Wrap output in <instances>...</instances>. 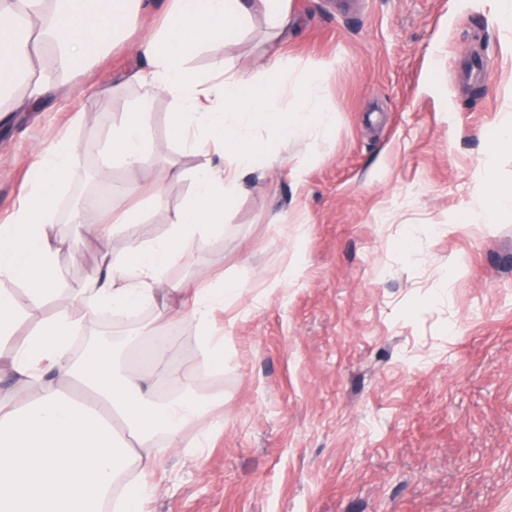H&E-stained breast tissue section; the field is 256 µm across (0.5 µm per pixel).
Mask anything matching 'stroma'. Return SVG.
<instances>
[{
	"label": "stroma",
	"instance_id": "obj_1",
	"mask_svg": "<svg viewBox=\"0 0 512 512\" xmlns=\"http://www.w3.org/2000/svg\"><path fill=\"white\" fill-rule=\"evenodd\" d=\"M280 53L292 74L334 63L322 105L326 142H289L282 164L245 179L224 233L171 268L204 286L215 274L240 296L217 311L224 371L205 394L224 402L187 425L150 482L146 512H512V215L480 219L487 153L512 113V29L491 0H292ZM138 26L86 73L47 59L34 69L61 95L0 117V221L28 191L34 154L60 135L81 173L60 191L54 224L70 242L62 292L16 333L95 279L89 237L103 212L83 200L101 180L144 214L125 232L163 235L192 189L196 158L173 136L168 97L144 117L152 151L137 171L108 165L104 147L139 93ZM263 20L225 55L251 77L268 71ZM482 61L486 82L470 78ZM109 94L99 95V86ZM182 175L162 178L160 158ZM154 326L98 320L76 341L112 345L156 399L166 381L135 359ZM169 357L196 365L199 329L168 328ZM208 447H199L201 438Z\"/></svg>",
	"mask_w": 512,
	"mask_h": 512
}]
</instances>
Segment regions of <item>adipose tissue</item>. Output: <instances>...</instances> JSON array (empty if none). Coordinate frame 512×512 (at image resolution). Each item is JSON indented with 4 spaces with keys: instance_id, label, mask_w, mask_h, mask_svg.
Returning a JSON list of instances; mask_svg holds the SVG:
<instances>
[{
    "instance_id": "ef3b65f1",
    "label": "adipose tissue",
    "mask_w": 512,
    "mask_h": 512,
    "mask_svg": "<svg viewBox=\"0 0 512 512\" xmlns=\"http://www.w3.org/2000/svg\"><path fill=\"white\" fill-rule=\"evenodd\" d=\"M153 0H111L93 11L89 0H0V75L24 74L30 104H40L54 85L23 71L36 47L51 53L63 73L84 71L102 49L154 11ZM264 19L262 50L270 55L292 26L290 0H169L165 21L141 42L143 68L130 80L139 98L112 130L108 149L128 170L151 150L142 116L160 95L173 101L171 127L182 147L199 156L193 190L165 236L144 242L118 239L117 228L141 219V205L112 212V224L92 231L103 268L77 308H60L37 331L14 343L17 325L61 291L59 256L66 247L50 223L60 184L77 160L67 138L40 153L32 165L30 194L0 225V351H7L6 384H0V512H102L114 487L129 472L141 480L130 490L128 512H144L148 477L165 448L177 444L186 425L209 411L211 401L195 386L224 361V342L214 336L216 311L235 303L237 287L215 278L200 287L166 280L191 250L224 232V209L241 190L244 172L282 162L289 140L325 139L334 115L321 105L329 69L306 72L295 87L259 82L234 60L214 58L210 72L192 64L207 49L240 38L254 19ZM267 139H257L256 125ZM155 314V336L192 319L202 359L175 368L155 349L152 360L180 395L155 401L142 380L120 372L114 350L94 347L76 357L75 334L107 312Z\"/></svg>"
}]
</instances>
